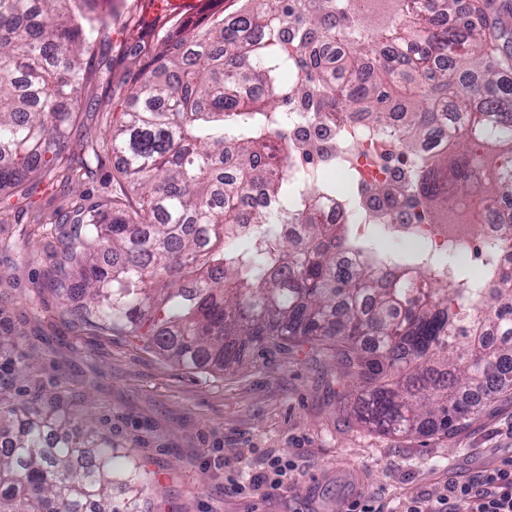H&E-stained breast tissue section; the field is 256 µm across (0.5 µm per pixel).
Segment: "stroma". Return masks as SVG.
Returning a JSON list of instances; mask_svg holds the SVG:
<instances>
[{
    "label": "stroma",
    "mask_w": 512,
    "mask_h": 512,
    "mask_svg": "<svg viewBox=\"0 0 512 512\" xmlns=\"http://www.w3.org/2000/svg\"><path fill=\"white\" fill-rule=\"evenodd\" d=\"M158 2L100 0L109 30L97 53L111 59L112 73L88 79L68 157L111 129L128 93L129 46L174 20L191 28L209 7L202 0L173 15ZM12 202L28 221L0 223V336L16 337L11 357L31 364L29 392L57 393L73 416L92 415L120 452L137 459L151 488L145 512H346L363 494L384 512H404L419 499L436 508L449 482L512 458L508 391L452 430L390 436L356 420L351 389L327 350L297 343L272 355L247 353L230 371L182 370L130 337L77 322L44 286L60 228L35 221L66 206V192L33 180ZM271 454L290 456L295 470L279 488L251 486ZM234 475L243 493L230 490Z\"/></svg>",
    "instance_id": "obj_1"
}]
</instances>
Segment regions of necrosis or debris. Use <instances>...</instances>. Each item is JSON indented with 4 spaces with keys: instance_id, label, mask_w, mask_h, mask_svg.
Segmentation results:
<instances>
[{
    "instance_id": "obj_1",
    "label": "necrosis or debris",
    "mask_w": 512,
    "mask_h": 512,
    "mask_svg": "<svg viewBox=\"0 0 512 512\" xmlns=\"http://www.w3.org/2000/svg\"><path fill=\"white\" fill-rule=\"evenodd\" d=\"M286 118L299 140L315 141L324 148L319 162L310 164L293 154L270 152L274 176L292 182L321 178L340 169L358 184L373 186L447 150L445 143L433 137L423 142L416 154L403 153L401 120L395 112L379 122L351 114L332 132L310 123L297 103L290 106ZM463 204L476 216L477 226L433 224L418 219L411 210L405 211L402 223L388 224L379 212L362 211L341 193L323 199L321 213L324 223L353 225L358 239L398 244L439 279H455L461 264L479 268L511 264L512 251L500 247L499 238L502 222L512 219V198L491 204L472 199Z\"/></svg>"
}]
</instances>
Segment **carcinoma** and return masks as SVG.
<instances>
[{
	"label": "carcinoma",
	"mask_w": 512,
	"mask_h": 512,
	"mask_svg": "<svg viewBox=\"0 0 512 512\" xmlns=\"http://www.w3.org/2000/svg\"><path fill=\"white\" fill-rule=\"evenodd\" d=\"M97 0H0V220L9 198L35 177L73 186L72 224L47 271L63 302L79 296L76 319L130 336L175 367L230 370L249 351L305 342L332 351L356 395L354 412L383 434L448 431L484 399L512 387V266L492 270L473 298L459 301L457 281L444 283L410 257L385 266L380 248L323 224L306 202L336 194V184L304 183L302 235L293 239L267 215L246 213L253 194L288 197L294 188L269 176L268 142L288 140L276 97L254 96L261 81L283 92L290 65L278 42L294 16L296 46L314 71L288 85L317 118L346 112L380 121L401 114L403 147L418 142L448 109L452 154L400 185L437 224L464 220L435 210L434 169L448 170V191L468 199L512 197V81L492 39L512 45V12L488 19L459 0H396L401 23L361 56L375 21L360 19L361 0H239L191 30L171 27L128 80L130 93L99 140L81 145L75 162L67 139L85 105L89 75L112 61L97 58L107 25ZM342 34L348 51L317 55ZM347 71L358 94L332 78ZM115 154L123 185L97 181ZM364 256L350 269L340 252ZM29 364L0 354V377H27ZM141 466L117 462L112 437L92 419L74 420L54 399L17 404L0 390V512H142Z\"/></svg>",
	"instance_id": "carcinoma-1"
}]
</instances>
